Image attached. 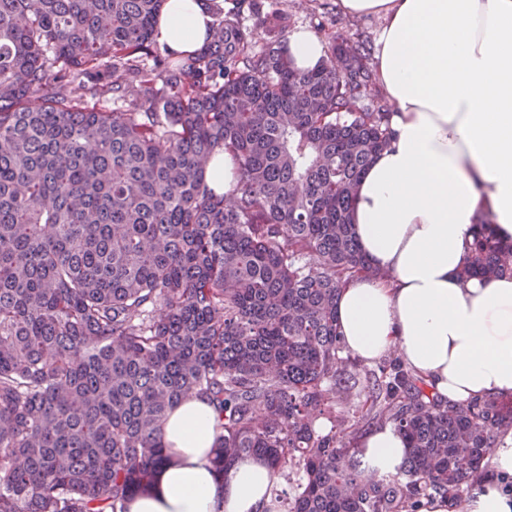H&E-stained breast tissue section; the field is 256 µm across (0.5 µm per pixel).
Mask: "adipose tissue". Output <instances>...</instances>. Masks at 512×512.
I'll use <instances>...</instances> for the list:
<instances>
[{"instance_id": "adipose-tissue-1", "label": "adipose tissue", "mask_w": 512, "mask_h": 512, "mask_svg": "<svg viewBox=\"0 0 512 512\" xmlns=\"http://www.w3.org/2000/svg\"><path fill=\"white\" fill-rule=\"evenodd\" d=\"M355 18L377 17V76L393 106L392 140L356 192L358 245L380 276L341 290L337 328L367 364L398 352L442 398L512 397V275L462 279L479 217L512 242V0H340ZM213 18L206 0H165L155 38L168 52L202 49ZM285 48L303 72L326 58L319 36L291 33ZM214 412L190 394L169 414L168 462L126 512H274L280 483L244 456L225 475L210 462ZM370 474H397L407 444L393 426L357 441ZM419 512H512V432L495 448L477 491L426 500Z\"/></svg>"}]
</instances>
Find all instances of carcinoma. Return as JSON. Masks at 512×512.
<instances>
[{
  "label": "carcinoma",
  "mask_w": 512,
  "mask_h": 512,
  "mask_svg": "<svg viewBox=\"0 0 512 512\" xmlns=\"http://www.w3.org/2000/svg\"><path fill=\"white\" fill-rule=\"evenodd\" d=\"M164 0H0V512H125L190 392L211 464L301 474L280 512H418L476 490L512 397L451 403L398 360L345 354L341 288L372 276L351 207L390 142L367 41L312 72L215 6L210 44L161 58ZM270 33L288 13L258 17ZM111 95L116 108L89 100ZM238 164L215 194V154ZM477 224L464 278L512 270ZM391 424L396 475L354 443ZM206 178L216 194L230 196L239 179L233 157L227 153L216 155L208 167Z\"/></svg>",
  "instance_id": "cac0c4a2"
}]
</instances>
